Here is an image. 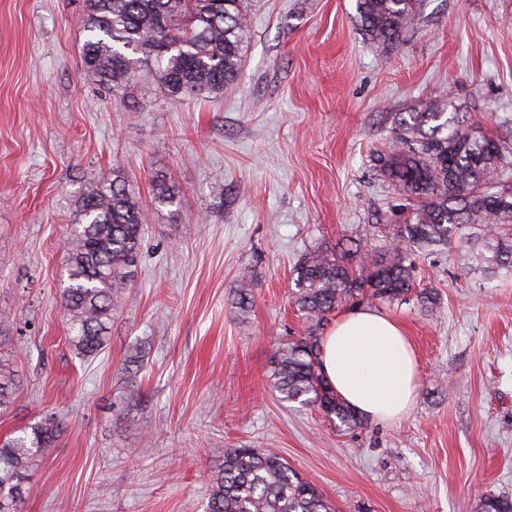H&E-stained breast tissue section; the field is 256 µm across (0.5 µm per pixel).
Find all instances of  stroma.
I'll return each mask as SVG.
<instances>
[{"label":"stroma","mask_w":512,"mask_h":512,"mask_svg":"<svg viewBox=\"0 0 512 512\" xmlns=\"http://www.w3.org/2000/svg\"><path fill=\"white\" fill-rule=\"evenodd\" d=\"M240 78L173 101L154 77L122 96L81 65L82 0H0V327L21 387L0 437L65 428L22 512H206L228 448L273 449L336 512H473L512 497V278L470 245L413 250L437 305H382L419 362L400 422L350 429L270 384L279 343L307 335L294 269L317 249L389 248L418 204L373 153L447 97L512 153V0H422L396 45L367 40L356 0H246ZM120 170L148 213L135 277L95 360L75 357L59 288L80 194ZM166 177L176 205L155 204ZM252 306L234 308L241 279ZM146 368L129 379L132 346ZM138 399H125L130 383Z\"/></svg>","instance_id":"1"}]
</instances>
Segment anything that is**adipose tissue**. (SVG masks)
I'll list each match as a JSON object with an SVG mask.
<instances>
[{
  "label": "adipose tissue",
  "instance_id": "1",
  "mask_svg": "<svg viewBox=\"0 0 512 512\" xmlns=\"http://www.w3.org/2000/svg\"><path fill=\"white\" fill-rule=\"evenodd\" d=\"M323 371L337 395L371 421L394 423L417 397L419 369L399 321L355 309L337 318L322 342Z\"/></svg>",
  "mask_w": 512,
  "mask_h": 512
}]
</instances>
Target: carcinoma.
Returning <instances> with one entry per match:
<instances>
[{
	"instance_id": "cac0c4a2",
	"label": "carcinoma",
	"mask_w": 512,
	"mask_h": 512,
	"mask_svg": "<svg viewBox=\"0 0 512 512\" xmlns=\"http://www.w3.org/2000/svg\"><path fill=\"white\" fill-rule=\"evenodd\" d=\"M420 0H356L360 26L373 43L388 47L414 25ZM88 32L81 62L103 87L125 92L138 77L153 73L172 99L219 93L239 74L249 34L243 0H83ZM435 100L418 112L394 143L373 154L380 179L420 207L394 238L406 250L360 253L356 264L314 250L295 269L296 303L310 319L308 335L278 348L272 361L273 387L348 428L361 420L330 387L322 371L321 330L349 300L406 303L413 294L411 248H434L479 230L482 247L471 253L484 270L512 275V188L506 155L496 140L469 134L456 113ZM435 122L429 130L424 125ZM155 203H176L164 178L153 185ZM146 215L118 170L85 186L75 229L67 242L61 306L68 342L83 362L105 347L112 312L121 304L140 251ZM19 387L11 354L0 349V410L9 409ZM63 420L48 416L21 434L0 439V512H21L23 486L37 461L49 455ZM206 512H335L312 482L273 450L226 448ZM476 512H512V498L488 494Z\"/></svg>"
}]
</instances>
